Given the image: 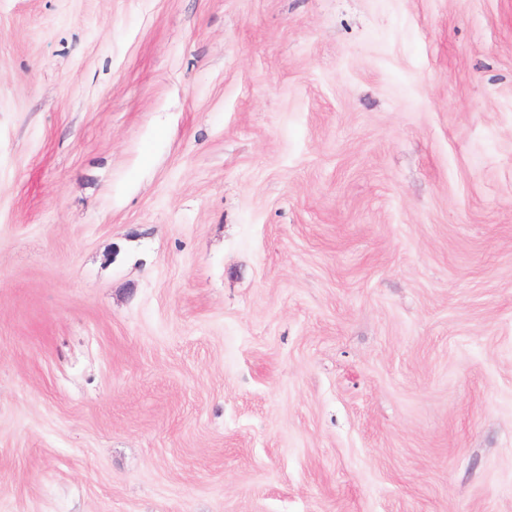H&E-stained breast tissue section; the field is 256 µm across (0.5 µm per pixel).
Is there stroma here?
<instances>
[{"label": "stroma", "instance_id": "1", "mask_svg": "<svg viewBox=\"0 0 512 512\" xmlns=\"http://www.w3.org/2000/svg\"><path fill=\"white\" fill-rule=\"evenodd\" d=\"M0 512H512V0H0Z\"/></svg>", "mask_w": 512, "mask_h": 512}]
</instances>
